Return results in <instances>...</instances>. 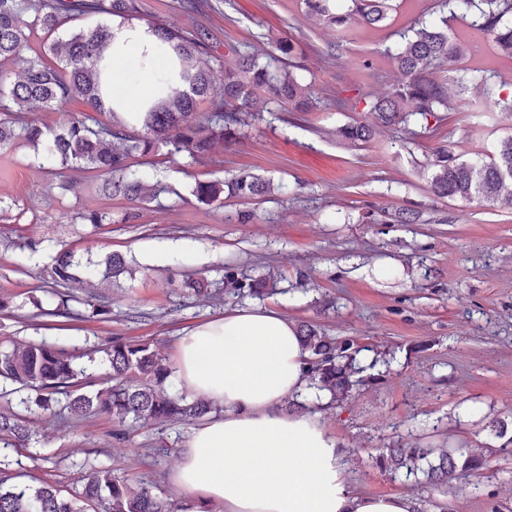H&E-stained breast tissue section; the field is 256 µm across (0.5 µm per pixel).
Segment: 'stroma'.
Listing matches in <instances>:
<instances>
[{
  "instance_id": "1",
  "label": "stroma",
  "mask_w": 512,
  "mask_h": 512,
  "mask_svg": "<svg viewBox=\"0 0 512 512\" xmlns=\"http://www.w3.org/2000/svg\"><path fill=\"white\" fill-rule=\"evenodd\" d=\"M136 5L137 23L204 31L219 82L233 50L272 51L289 39L291 64L323 104L290 112L258 93L261 117L239 140L195 163L179 156L139 165L146 185L160 180L169 190L136 209L81 171L53 174L25 144L0 151V297L17 305L0 315V341L47 339L79 353L81 366L99 375L112 337L154 340L169 357L183 329L238 308H275L372 359L343 404L295 401L296 411L319 414L343 448L352 492L402 493L419 512H512V207L437 197L428 167L441 145L463 160L489 153L512 136V120L493 101L466 97L438 122L380 128L355 144L336 134L345 123L371 121L372 103L401 78L388 49L400 31L436 11L435 0H393L385 27L353 21L342 32L316 25L302 0H195L191 10L181 0ZM242 169L280 192L220 205L188 199L195 181ZM62 180L69 191H58ZM132 210L136 219L123 223ZM94 211L111 213L107 229L83 222ZM247 211L252 221H243ZM402 211L412 223L395 221ZM29 240L36 250H20ZM62 242L80 256L120 252L135 274L68 282L58 289L70 316L38 315L36 302L56 289L45 269ZM188 278L205 294L183 287ZM258 278L268 279L271 294L249 295L245 283ZM94 295L111 299L109 321L90 319ZM192 429L189 422L145 424L118 442L106 416L47 414L41 459L13 449L12 471L72 491L89 471L108 466L184 512L168 477ZM414 446L475 448L487 452L488 465L471 480L433 488L370 461L377 449Z\"/></svg>"
}]
</instances>
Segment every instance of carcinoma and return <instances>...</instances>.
Instances as JSON below:
<instances>
[{
	"label": "carcinoma",
	"mask_w": 512,
	"mask_h": 512,
	"mask_svg": "<svg viewBox=\"0 0 512 512\" xmlns=\"http://www.w3.org/2000/svg\"><path fill=\"white\" fill-rule=\"evenodd\" d=\"M345 12L335 0H304L307 14L318 24L340 30L356 19L368 27H381L388 19L390 0H350ZM134 0H0V65L19 66L17 79L0 77V150L18 139L41 151L48 162H60L93 172L101 189L132 203L148 202L146 187L131 158L148 156L161 146H172L191 161L235 141L245 124L257 90L270 94L271 103L307 112L318 107L310 85L288 72L281 74L280 58L261 57L234 50V62L224 67V87L211 77V56L206 37L149 20L155 35L149 51L139 53L142 70L154 76L152 91L130 100L113 90L112 27L105 23L81 28L49 44L47 55L24 54L25 29H53L64 15L92 17L101 14L134 19ZM461 19L473 31L491 38L499 54L512 58V0H440L439 16L420 21L399 33L390 52L401 82L372 106L375 125L347 123L338 128L345 141L366 142L374 126L408 124L413 117L429 120L450 109L448 87L431 78L434 70L448 66V80L458 94L473 91L492 96V76L460 66L476 42L462 43L452 36L451 23ZM210 101V110L194 111L198 99ZM81 100L87 110L67 115L51 128L39 124L32 112ZM428 166L430 190L439 197L512 207V136L497 143L487 157L462 160L441 147ZM273 184L253 173H240L221 181H198L192 196L206 205L223 201L224 195L251 201L270 193ZM105 277L129 272L125 257L113 252L104 259ZM47 276L62 284L80 274H93L96 264L81 262L63 246L52 257ZM90 317L107 321L111 304L104 297L88 302ZM311 385L326 390L339 403L351 396L356 382V355L323 335L314 326H299ZM109 369L102 377L104 389L89 395L83 386L95 385L76 364L77 355L49 342L14 340L0 342V512H97L102 502L111 512H169L167 504L147 487H135L110 468L89 474L84 487L66 497L57 486L33 487L11 482V461L3 450L35 444L38 418L50 411L82 416L105 415L112 419V437L126 438L128 420L163 423L197 421L211 413L203 398L190 403L165 391L172 368L150 340L115 338L107 352ZM18 394V404L10 396ZM376 463L396 474H423L431 485L450 477L466 479L486 465L483 456L469 448H382Z\"/></svg>",
	"instance_id": "obj_1"
}]
</instances>
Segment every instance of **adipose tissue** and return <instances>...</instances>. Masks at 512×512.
I'll use <instances>...</instances> for the list:
<instances>
[{
    "mask_svg": "<svg viewBox=\"0 0 512 512\" xmlns=\"http://www.w3.org/2000/svg\"><path fill=\"white\" fill-rule=\"evenodd\" d=\"M176 377L219 403L223 415L197 425L173 470L188 512H413L401 494L350 491L343 451L314 416L286 410L307 385V354L276 310L240 308L184 332Z\"/></svg>",
    "mask_w": 512,
    "mask_h": 512,
    "instance_id": "adipose-tissue-1",
    "label": "adipose tissue"
}]
</instances>
